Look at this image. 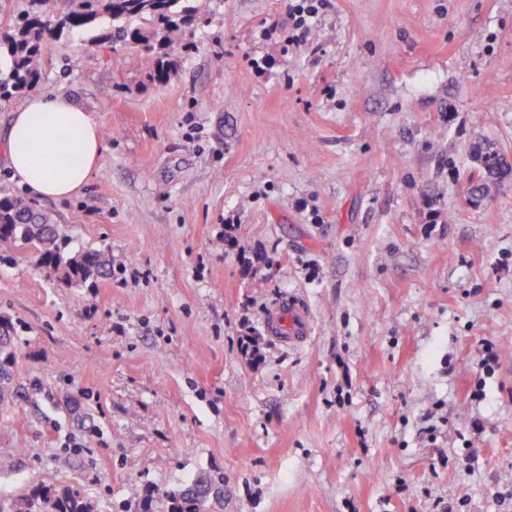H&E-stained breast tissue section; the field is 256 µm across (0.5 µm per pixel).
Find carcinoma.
<instances>
[{
  "label": "carcinoma",
  "instance_id": "carcinoma-1",
  "mask_svg": "<svg viewBox=\"0 0 512 512\" xmlns=\"http://www.w3.org/2000/svg\"><path fill=\"white\" fill-rule=\"evenodd\" d=\"M211 0H20L16 16L0 23V104L34 87L43 75L45 36L55 41L81 36L110 51L117 47L160 53L192 35L190 20L209 12ZM176 73L167 56L158 58L153 81L165 84ZM0 248H36L41 265L62 280L87 282L108 275L111 260L101 251L64 253L66 235L50 213L0 193ZM17 346L10 328L0 329V398L17 389ZM220 487L210 476L168 493L169 512H207ZM0 512H92L76 490L38 487Z\"/></svg>",
  "mask_w": 512,
  "mask_h": 512
}]
</instances>
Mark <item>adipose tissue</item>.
Returning <instances> with one entry per match:
<instances>
[{
  "label": "adipose tissue",
  "mask_w": 512,
  "mask_h": 512,
  "mask_svg": "<svg viewBox=\"0 0 512 512\" xmlns=\"http://www.w3.org/2000/svg\"><path fill=\"white\" fill-rule=\"evenodd\" d=\"M102 150L98 118L65 94L36 95L16 109L0 149L20 187L52 199L80 193Z\"/></svg>",
  "instance_id": "ef3b65f1"
}]
</instances>
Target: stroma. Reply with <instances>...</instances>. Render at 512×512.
I'll list each match as a JSON object with an SVG mask.
<instances>
[{"label":"stroma","mask_w":512,"mask_h":512,"mask_svg":"<svg viewBox=\"0 0 512 512\" xmlns=\"http://www.w3.org/2000/svg\"><path fill=\"white\" fill-rule=\"evenodd\" d=\"M292 2L214 0L165 84L150 54L47 41L37 92L93 112L104 148L39 206L112 274L0 250L1 502L45 484L167 512L210 474V512H512V172L469 192L473 145L512 163V0H331L287 48L263 32ZM288 295L299 347L264 325ZM265 323L270 336L291 346L304 344L312 332L308 306L293 296L282 299L268 309ZM17 346L10 328L0 329V398L1 401L6 394L14 393L17 389Z\"/></svg>","instance_id":"1"}]
</instances>
